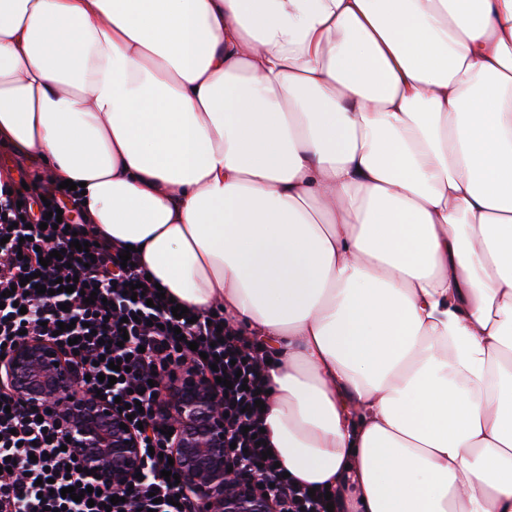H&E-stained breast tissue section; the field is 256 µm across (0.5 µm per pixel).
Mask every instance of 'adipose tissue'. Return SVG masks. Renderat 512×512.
<instances>
[{
	"label": "adipose tissue",
	"instance_id": "ef3b65f1",
	"mask_svg": "<svg viewBox=\"0 0 512 512\" xmlns=\"http://www.w3.org/2000/svg\"><path fill=\"white\" fill-rule=\"evenodd\" d=\"M273 347L346 512H512V0H0V144Z\"/></svg>",
	"mask_w": 512,
	"mask_h": 512
}]
</instances>
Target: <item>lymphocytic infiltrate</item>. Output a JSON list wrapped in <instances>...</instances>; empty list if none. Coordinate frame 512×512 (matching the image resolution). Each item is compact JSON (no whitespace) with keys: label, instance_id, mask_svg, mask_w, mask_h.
I'll return each instance as SVG.
<instances>
[{"label":"lymphocytic infiltrate","instance_id":"lymphocytic-infiltrate-1","mask_svg":"<svg viewBox=\"0 0 512 512\" xmlns=\"http://www.w3.org/2000/svg\"><path fill=\"white\" fill-rule=\"evenodd\" d=\"M75 191L60 188L45 177L29 186L15 181L0 185V355L15 346L21 333L54 338L71 363L82 389L101 392L104 400H121L142 422L145 456L143 476L122 490V502L111 503V488L86 484L68 472L77 452L65 440L52 417H39L0 388V512H196L192 500L181 496L176 482L163 470L168 437L160 413L161 398L148 381L170 366L196 368L212 379V389L226 412L227 461L242 477H257L268 487L274 512H344L339 495L325 489L309 491L278 467V455L267 454L254 436L264 426L257 401H268V345L242 330L225 325L223 316L201 311L194 322L174 317L169 299L157 298L154 281L138 266L122 267V247L99 241L85 214L69 230L41 229L49 209L61 207ZM89 243L78 251L77 243ZM62 259H50L53 251ZM48 266H41V259ZM74 278L73 293L56 292L57 279ZM144 293L131 298L130 285ZM43 293H36V286ZM96 293L94 303L84 297ZM66 330H59V323ZM126 373L114 385L110 362ZM74 487L75 497L61 491ZM95 490L93 501L82 498Z\"/></svg>","mask_w":512,"mask_h":512}]
</instances>
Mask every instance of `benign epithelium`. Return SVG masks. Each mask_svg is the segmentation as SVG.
<instances>
[{"label":"benign epithelium","mask_w":512,"mask_h":512,"mask_svg":"<svg viewBox=\"0 0 512 512\" xmlns=\"http://www.w3.org/2000/svg\"><path fill=\"white\" fill-rule=\"evenodd\" d=\"M20 402L40 410L50 407L69 444L81 452L75 477L100 476L113 489H125L143 472L140 439L126 431L123 413L112 404L85 393L60 347L40 336H29L0 358V386ZM167 393L162 416L174 428L171 457L181 471V494L197 512H270L256 485L237 482L227 487L224 414L205 375L195 369L175 371L161 385ZM96 470L92 475L89 470Z\"/></svg>","instance_id":"7a95c632"}]
</instances>
